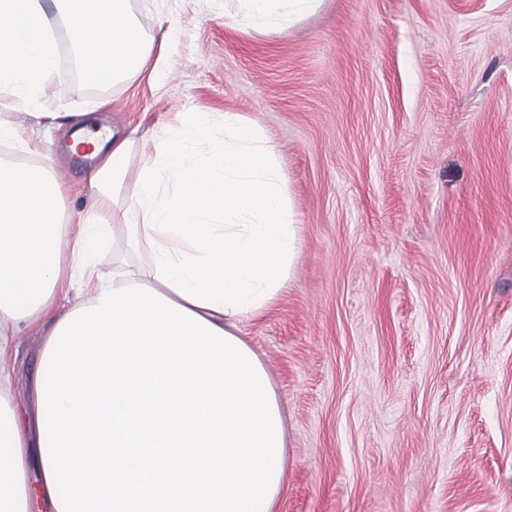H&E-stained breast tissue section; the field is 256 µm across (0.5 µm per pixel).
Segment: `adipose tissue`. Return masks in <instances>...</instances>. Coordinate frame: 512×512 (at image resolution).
<instances>
[{"label":"adipose tissue","mask_w":512,"mask_h":512,"mask_svg":"<svg viewBox=\"0 0 512 512\" xmlns=\"http://www.w3.org/2000/svg\"><path fill=\"white\" fill-rule=\"evenodd\" d=\"M322 0H237L232 24L269 33ZM129 0H0V92L18 104L50 84L48 7L66 20L85 84L152 68ZM90 206L63 225L45 167H0V357L46 326L22 421L0 364V512H32L37 443L44 512H275L286 435L270 376L242 337L301 255L277 151L236 112H186L151 139L100 136ZM143 165L130 174L127 159ZM122 230L139 265L108 278L96 253ZM82 299L56 318L73 283Z\"/></svg>","instance_id":"adipose-tissue-1"}]
</instances>
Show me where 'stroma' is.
<instances>
[{
  "label": "stroma",
  "mask_w": 512,
  "mask_h": 512,
  "mask_svg": "<svg viewBox=\"0 0 512 512\" xmlns=\"http://www.w3.org/2000/svg\"><path fill=\"white\" fill-rule=\"evenodd\" d=\"M164 55L89 91L66 23L59 64L0 117L84 211L74 126L148 137L181 112H237L275 145L301 226L293 276L241 331L287 430L276 512H512V0H324L243 33L222 0H130ZM43 338L9 352L18 411Z\"/></svg>",
  "instance_id": "obj_1"
}]
</instances>
